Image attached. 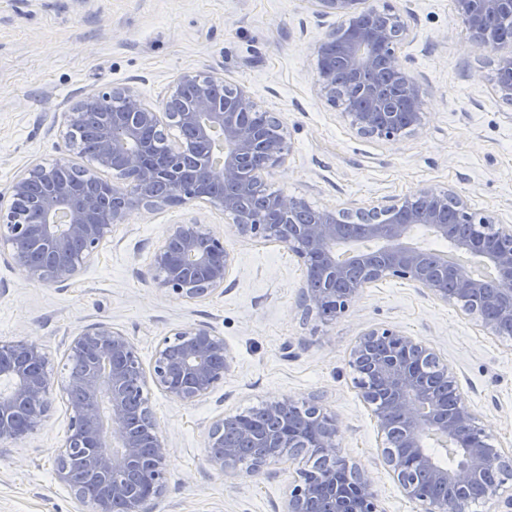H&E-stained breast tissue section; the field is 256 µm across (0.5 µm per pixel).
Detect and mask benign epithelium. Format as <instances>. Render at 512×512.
Returning <instances> with one entry per match:
<instances>
[{"label": "benign epithelium", "mask_w": 512, "mask_h": 512, "mask_svg": "<svg viewBox=\"0 0 512 512\" xmlns=\"http://www.w3.org/2000/svg\"><path fill=\"white\" fill-rule=\"evenodd\" d=\"M322 17L336 18L314 47L319 94L342 108L358 135L394 144L424 125L423 91L400 44L407 28L400 15L358 7L360 0H314ZM471 40L482 45L489 20L512 18V0H454ZM495 77L497 97L512 103V42ZM218 73L186 71L161 106L149 105L133 84L109 85L84 94L64 113L74 130L90 113L99 116L92 147L70 139L66 148L86 160L64 157L34 163L0 192V243L10 247L28 282L43 286L74 280L133 210L205 198L252 240L288 246L302 266L301 305L326 324L345 314L352 299L387 278L406 279L444 303L453 302L490 336L512 335V225L472 211L448 188L425 189L372 210L314 209L303 198L266 194L254 212L248 204L262 174L282 167L289 155L286 129L243 86L216 99ZM119 105L120 112L105 108ZM174 125L189 136L154 157L155 138ZM278 136L269 137L270 127ZM224 133V166H205L196 180L182 177L199 161L210 132ZM109 173L112 179L100 177ZM39 211L28 224L21 208ZM416 226L448 241L494 271L489 282L473 279L463 265L438 266L405 241ZM384 247L346 264L336 249L360 241ZM234 258L224 237L191 219L170 226L153 251V287L168 297L197 301L224 292ZM72 356L83 368L71 372L68 436L55 456L56 475L90 512H144L140 486L160 497L168 479L170 448L152 410L142 401L152 383L169 397L194 403L208 396L230 368L224 337L205 324L178 328L157 345L144 370L134 343L105 323L76 336ZM42 347L20 339L0 341V442L22 438L47 417L52 381ZM355 387L370 408L383 439L382 463L419 512H468L473 487L494 483L498 496L512 477V452L492 443L478 412L461 396L454 372L426 342L389 326L364 330L349 353ZM299 402L268 401L265 412L280 426L258 430L224 413L210 425L208 459L222 472L238 468L240 446L264 448L255 469L302 453L316 461L296 472L283 512H382L370 473L340 450V420L318 401L304 402L313 432L288 423Z\"/></svg>", "instance_id": "1"}]
</instances>
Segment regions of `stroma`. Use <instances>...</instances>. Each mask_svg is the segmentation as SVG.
<instances>
[{
  "label": "stroma",
  "mask_w": 512,
  "mask_h": 512,
  "mask_svg": "<svg viewBox=\"0 0 512 512\" xmlns=\"http://www.w3.org/2000/svg\"><path fill=\"white\" fill-rule=\"evenodd\" d=\"M393 7L409 29L402 52L424 90L425 125L395 144L356 136L316 85L313 43L330 21L312 0H0V190L31 162L65 151L55 114L106 85L131 83L159 104L187 70H213L248 88L283 121L286 166L262 185L313 208H372L426 188H453L473 211L512 223V104L494 92L499 53L472 45L453 0H367ZM197 219L223 235L234 258L224 292L178 301L152 286V252L168 227ZM0 246V340L30 339L49 359L46 421L0 442V512H87L56 476L68 435L64 384L70 344L107 323L150 367L159 341L206 324L223 336L230 368L205 399L183 403L154 385L144 395L171 448L168 482L146 512H282L288 481L306 456L228 476L210 465L206 435L222 413L269 400L320 397L342 423L344 455L374 477L383 512H416L378 464L381 439L354 386L349 352L371 326H394L430 344L458 378L494 444L512 447V338L486 335L452 304L386 279L331 324L300 306L303 273L287 246L243 237L203 199L131 212L111 242L64 287L27 283Z\"/></svg>",
  "instance_id": "stroma-1"
}]
</instances>
